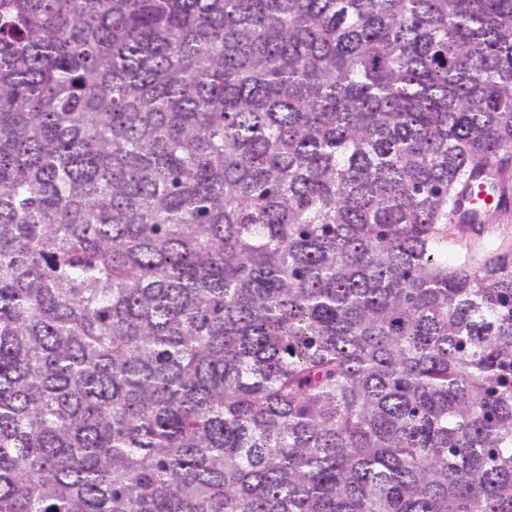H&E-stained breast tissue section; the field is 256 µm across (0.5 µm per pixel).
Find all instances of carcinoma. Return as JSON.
I'll use <instances>...</instances> for the list:
<instances>
[{
  "label": "carcinoma",
  "instance_id": "carcinoma-1",
  "mask_svg": "<svg viewBox=\"0 0 512 512\" xmlns=\"http://www.w3.org/2000/svg\"><path fill=\"white\" fill-rule=\"evenodd\" d=\"M512 0H0V512H512ZM502 172L497 167L487 166L480 170L478 179L469 192L461 200L459 211L452 215L455 224H488L483 219L484 215L496 209H503L506 205L505 199L500 196L496 184L502 178ZM467 210L474 211L478 217L470 221H462L460 215ZM485 239H495L504 247H512V213L508 223L501 222L497 217L492 224L485 229Z\"/></svg>",
  "mask_w": 512,
  "mask_h": 512
}]
</instances>
